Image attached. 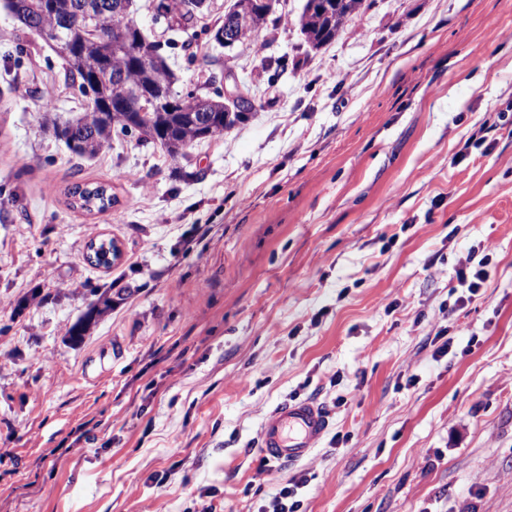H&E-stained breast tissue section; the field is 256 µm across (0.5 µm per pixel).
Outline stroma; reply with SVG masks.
Masks as SVG:
<instances>
[{"mask_svg":"<svg viewBox=\"0 0 512 512\" xmlns=\"http://www.w3.org/2000/svg\"><path fill=\"white\" fill-rule=\"evenodd\" d=\"M367 2L318 50L278 0L255 39L175 51L177 91L229 70L256 105L175 162L72 156L43 118L87 101L0 0V512H266L302 474V512H512V0ZM76 182L115 204L70 208ZM300 400L326 434L260 471ZM478 260L476 261V259ZM468 264L471 271V278L469 279L466 269H460L457 273L459 285L465 288L467 295H460L455 303L462 305L465 301H471L481 288H487V281L489 279V271L487 267L490 264V255L486 253L484 246L479 244L477 247H472L468 255Z\"/></svg>","mask_w":512,"mask_h":512,"instance_id":"35a3bbf8","label":"stroma"}]
</instances>
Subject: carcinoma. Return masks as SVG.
<instances>
[{"label":"carcinoma","mask_w":512,"mask_h":512,"mask_svg":"<svg viewBox=\"0 0 512 512\" xmlns=\"http://www.w3.org/2000/svg\"><path fill=\"white\" fill-rule=\"evenodd\" d=\"M22 24L24 36H39L45 27L55 24L64 28L69 16L90 6L95 23L116 25L131 23L133 18L112 12L113 0H28ZM313 0H306L299 17V27L305 42L314 49L330 44L343 27L361 13L365 0H332L330 7H311ZM179 30L187 35L185 43L191 45L204 39L221 44L215 32L207 26L195 28L191 12L178 21ZM175 43L161 44L144 36L133 41L127 50L112 53L107 73V83L86 86L88 76L76 68L70 59H64L65 83L75 87L83 96L94 94L102 101H126L135 92H163L172 96L176 106L157 112H97L87 107L74 118L60 121L56 118L45 121L46 128L63 142L72 155L91 158L110 145L112 133L136 134L144 140L158 142L174 161L184 157L185 150L194 142L206 138H219L224 131L244 120L254 111L250 98L237 93L232 111H226L224 89L215 85L208 77L200 86L203 101L195 97L197 90L185 93L174 89L175 75L168 66L163 48H174ZM69 204L86 212H103L112 207L115 198L108 194L106 186L98 183L75 184L67 190ZM96 265L108 268L116 256L113 242H101L93 247ZM102 309L91 308L70 329L72 342L77 343L89 331Z\"/></svg>","instance_id":"obj_1"}]
</instances>
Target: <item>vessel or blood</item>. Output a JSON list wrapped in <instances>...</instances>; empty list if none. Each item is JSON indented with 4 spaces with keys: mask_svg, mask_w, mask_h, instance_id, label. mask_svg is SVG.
<instances>
[{
    "mask_svg": "<svg viewBox=\"0 0 512 512\" xmlns=\"http://www.w3.org/2000/svg\"><path fill=\"white\" fill-rule=\"evenodd\" d=\"M329 421L315 402L294 401L278 407L263 426L262 449L277 462H296L308 455L326 433Z\"/></svg>",
    "mask_w": 512,
    "mask_h": 512,
    "instance_id": "vessel-or-blood-1",
    "label": "vessel or blood"
}]
</instances>
